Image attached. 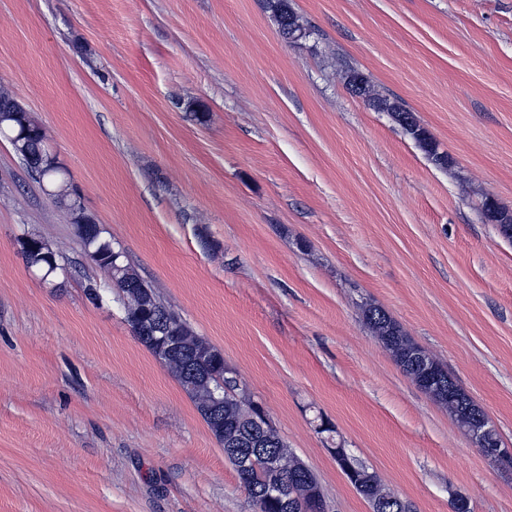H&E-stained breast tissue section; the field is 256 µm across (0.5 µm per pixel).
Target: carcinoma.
Wrapping results in <instances>:
<instances>
[{
    "mask_svg": "<svg viewBox=\"0 0 512 512\" xmlns=\"http://www.w3.org/2000/svg\"><path fill=\"white\" fill-rule=\"evenodd\" d=\"M267 9L275 18L283 37L292 34L303 39L308 36V29L294 11L291 0H267ZM0 105L4 107V111L0 112V135L25 159L28 170L36 172L43 183L51 188L49 198L64 211L85 255L104 273L105 285L115 292L117 299L124 296L128 298V305L124 306V318L137 340L150 353H155L154 342L143 338L142 330L161 319L166 327L164 335L169 340H180L183 348L188 351L205 347L207 340L196 335L178 313L165 305L151 284L126 260L122 250L114 248L112 236L107 229L90 213L72 210L70 203L73 189L67 172L50 159L46 134L32 113L15 104L13 96L5 90H0ZM369 106L379 112H399L403 127L428 158L436 166L448 168V164L441 160V153L437 152L431 137L420 127L412 112L380 94H370ZM19 243L26 264L41 270L44 276L53 277L62 269L60 252L48 238L30 234L21 237ZM361 313L366 325L391 353L403 373L418 388L426 390L422 370L416 363L415 344L401 326L384 309L371 303L363 304ZM168 369L193 401L218 442L223 443L228 436L240 433L237 421L248 404L235 401L226 393V389L236 383L238 375L235 371L224 372V355L221 351H216L206 365L208 375H201L194 381L171 365ZM432 396L436 403L448 408V412L462 427L469 426L470 416L460 404L448 400V396L441 391L432 393ZM214 398L219 400L224 412L222 427L214 424L207 411ZM360 468L368 475V479L358 488V492L370 501H377L379 512H414L409 502L386 490L373 470L363 464ZM244 489L252 512H285L280 502L263 498L261 488L257 485L246 484Z\"/></svg>",
    "mask_w": 512,
    "mask_h": 512,
    "instance_id": "carcinoma-1",
    "label": "carcinoma"
}]
</instances>
